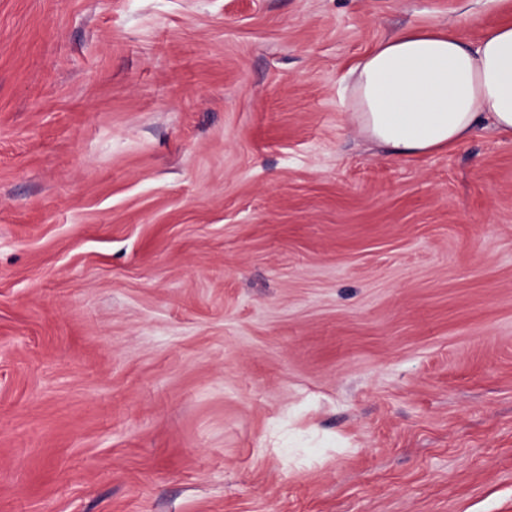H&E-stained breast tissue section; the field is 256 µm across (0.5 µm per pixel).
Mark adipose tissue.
Wrapping results in <instances>:
<instances>
[{
	"instance_id": "obj_1",
	"label": "adipose tissue",
	"mask_w": 512,
	"mask_h": 512,
	"mask_svg": "<svg viewBox=\"0 0 512 512\" xmlns=\"http://www.w3.org/2000/svg\"><path fill=\"white\" fill-rule=\"evenodd\" d=\"M358 132L395 155L453 147L490 128L512 138V23L466 43L440 27L380 41L353 70Z\"/></svg>"
}]
</instances>
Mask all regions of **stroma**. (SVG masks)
Instances as JSON below:
<instances>
[{
	"mask_svg": "<svg viewBox=\"0 0 512 512\" xmlns=\"http://www.w3.org/2000/svg\"><path fill=\"white\" fill-rule=\"evenodd\" d=\"M512 0H0V512H512V139L393 155L352 67Z\"/></svg>",
	"mask_w": 512,
	"mask_h": 512,
	"instance_id": "obj_1",
	"label": "stroma"
}]
</instances>
